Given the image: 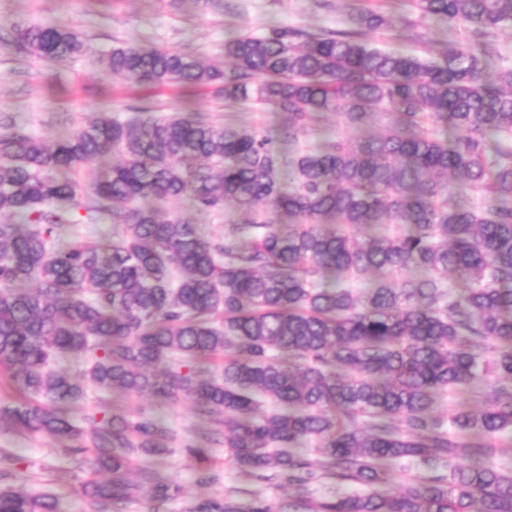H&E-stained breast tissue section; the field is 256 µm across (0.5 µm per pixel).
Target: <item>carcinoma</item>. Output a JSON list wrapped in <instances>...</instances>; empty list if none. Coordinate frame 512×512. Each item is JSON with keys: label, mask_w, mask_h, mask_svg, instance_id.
<instances>
[{"label": "carcinoma", "mask_w": 512, "mask_h": 512, "mask_svg": "<svg viewBox=\"0 0 512 512\" xmlns=\"http://www.w3.org/2000/svg\"><path fill=\"white\" fill-rule=\"evenodd\" d=\"M417 2L469 32L440 63L372 46L362 32L389 21L355 8V31L227 40L224 68L150 43L95 56L137 84L218 85L226 102L265 104L288 143L323 112L358 129L286 162L273 138L197 113H100L50 144L0 113V368L23 396L0 403V419L67 442L91 512L140 496L159 512L179 488L148 468L128 478L136 456L168 451L161 420L103 406L71 422L90 387L186 397L224 426L245 475L294 491L278 509L229 493L187 512H512V472L488 464L512 432V68L485 51L512 28V0ZM0 48L56 63L91 54L65 26L0 22ZM102 156L112 165L86 193L77 174ZM182 199L203 212L234 203L224 242L163 215ZM78 208L121 233L60 241ZM65 354L88 357L81 376L51 368ZM481 388L483 408L434 414L448 392ZM313 439L315 463L302 453ZM185 452L198 483L214 482L207 450ZM402 460L446 461L448 475L397 493ZM324 477L365 490L309 498ZM25 481L0 468V512H58L50 494L14 486Z\"/></svg>", "instance_id": "obj_1"}]
</instances>
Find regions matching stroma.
I'll list each match as a JSON object with an SVG mask.
<instances>
[{
	"label": "stroma",
	"mask_w": 512,
	"mask_h": 512,
	"mask_svg": "<svg viewBox=\"0 0 512 512\" xmlns=\"http://www.w3.org/2000/svg\"><path fill=\"white\" fill-rule=\"evenodd\" d=\"M361 6L392 18V28L367 36L373 46L385 50L434 59L448 40L466 39L464 30L449 29L437 19H421L415 0H362ZM0 21L70 26L83 33L99 53L118 42L152 43L219 65L224 62L225 41L243 32L261 35L272 27H293L322 33L350 26L342 0H327L323 7L316 0H0ZM407 21L417 23L421 39L399 37L398 31ZM132 107L165 116L199 112L216 124H241L263 135H279L280 120L275 112L256 103L225 102L209 86L184 92L174 87L137 86L112 78L89 57L56 66L0 51V111L16 113L33 136L53 140L64 134L66 127L94 114L109 111L124 117ZM166 210L191 219L204 237L216 242L223 241L224 226L235 217L233 207L200 212L186 200L168 202ZM113 401L128 415L148 412L161 417L175 436L173 452L135 459L136 467H151L180 488V495L170 500L163 512H185L194 500L230 491L244 503L258 496L276 505L287 498V488L277 479L246 477L225 448L220 432L207 444L216 480L199 486L184 446L206 423L190 401L182 398L168 403L137 395H117ZM0 448L13 455L16 469L26 475L27 490L53 494L59 512H90L80 491L83 475L61 451L58 441L45 435L30 437L0 422Z\"/></svg>",
	"instance_id": "35a3bbf8"
}]
</instances>
